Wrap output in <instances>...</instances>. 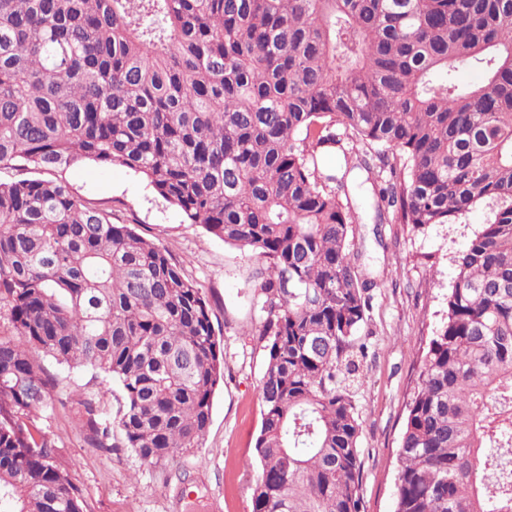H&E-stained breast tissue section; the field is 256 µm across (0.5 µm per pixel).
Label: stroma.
Returning <instances> with one entry per match:
<instances>
[{
  "instance_id": "1",
  "label": "stroma",
  "mask_w": 512,
  "mask_h": 512,
  "mask_svg": "<svg viewBox=\"0 0 512 512\" xmlns=\"http://www.w3.org/2000/svg\"><path fill=\"white\" fill-rule=\"evenodd\" d=\"M66 178L76 195L111 201L113 223L130 225L168 250L186 276L201 285L224 357V382L214 395L202 447L155 467L129 451L108 455L86 445L68 402L76 393L99 399V381L92 372L72 371L44 358L58 386L53 409L40 413L38 421L55 439L71 481L82 489L85 512H252L266 350L260 335L263 298L250 282L249 256L202 225L184 223L175 207L129 169L84 163ZM361 217L355 248L362 271L376 283L356 338L366 348L353 384L362 420L361 512H393L406 403L423 351L444 314L452 259L483 224L485 213L477 209L462 223L420 231L385 224L377 236L369 211Z\"/></svg>"
}]
</instances>
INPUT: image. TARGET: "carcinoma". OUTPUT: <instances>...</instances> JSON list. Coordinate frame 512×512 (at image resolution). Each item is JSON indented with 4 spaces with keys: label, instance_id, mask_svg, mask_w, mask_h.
<instances>
[{
    "label": "carcinoma",
    "instance_id": "carcinoma-1",
    "mask_svg": "<svg viewBox=\"0 0 512 512\" xmlns=\"http://www.w3.org/2000/svg\"><path fill=\"white\" fill-rule=\"evenodd\" d=\"M467 70L482 75L463 81ZM144 177L253 259L267 362L253 512H360L370 306L348 178L376 224L487 209L453 258L398 447L394 512H512V0H0V505L84 512L54 439L49 355L83 442L159 465L199 448L224 381L209 301L64 174Z\"/></svg>",
    "mask_w": 512,
    "mask_h": 512
}]
</instances>
